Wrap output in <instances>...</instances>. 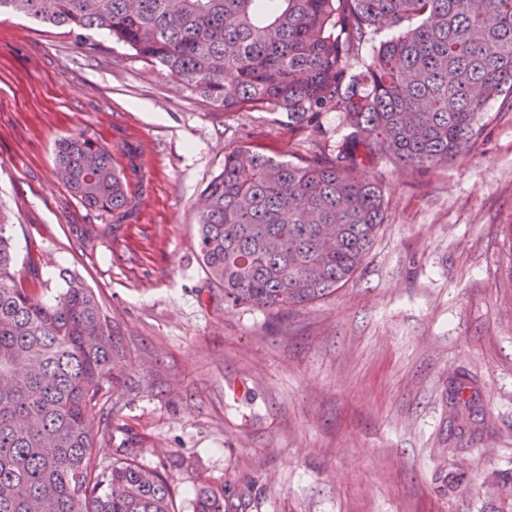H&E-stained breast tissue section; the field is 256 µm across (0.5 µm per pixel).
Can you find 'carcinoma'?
Wrapping results in <instances>:
<instances>
[{
	"instance_id": "obj_1",
	"label": "carcinoma",
	"mask_w": 512,
	"mask_h": 512,
	"mask_svg": "<svg viewBox=\"0 0 512 512\" xmlns=\"http://www.w3.org/2000/svg\"><path fill=\"white\" fill-rule=\"evenodd\" d=\"M6 13L103 31L224 116L272 110L313 136L295 162L239 146L203 191L198 256L232 307L284 310L336 292L389 209L358 170L444 167L476 149L489 101L512 110V0H0ZM383 28L395 34L373 44ZM330 112L348 129L332 148L321 138ZM55 159L86 209H130L98 139L62 138ZM12 228L0 210V512H174L177 462L143 467L124 443L106 464L96 452L111 439L102 399L125 384L118 326L73 274H60L53 301L36 297ZM194 512H226L224 493L197 492Z\"/></svg>"
}]
</instances>
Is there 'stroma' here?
I'll list each match as a JSON object with an SVG mask.
<instances>
[{"label": "stroma", "mask_w": 512, "mask_h": 512, "mask_svg": "<svg viewBox=\"0 0 512 512\" xmlns=\"http://www.w3.org/2000/svg\"><path fill=\"white\" fill-rule=\"evenodd\" d=\"M485 118L448 167L361 168L390 207L336 293L232 308L198 258L201 193L240 144L295 160L287 123L225 117L106 34L0 17V208L18 257L48 299L79 276L127 349L100 456L133 437L141 464L177 460L175 512L203 488L230 512H512V111L492 101ZM78 133L111 150L129 212L87 210L57 177L55 143Z\"/></svg>", "instance_id": "35a3bbf8"}]
</instances>
